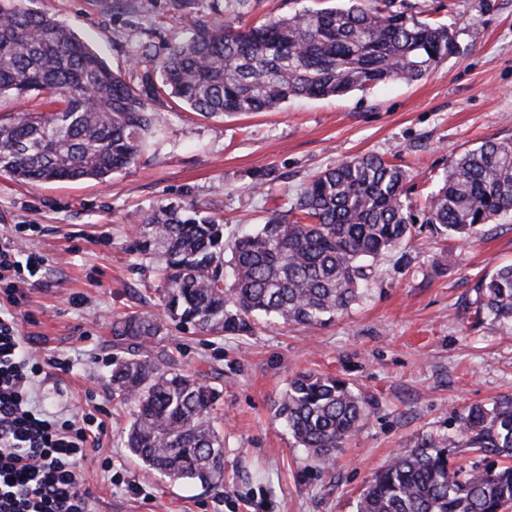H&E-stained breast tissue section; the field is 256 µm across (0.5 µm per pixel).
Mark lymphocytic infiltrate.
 <instances>
[{
    "mask_svg": "<svg viewBox=\"0 0 512 512\" xmlns=\"http://www.w3.org/2000/svg\"><path fill=\"white\" fill-rule=\"evenodd\" d=\"M0 235V512H90L77 476L103 422L91 413L62 419L37 407L31 389L44 372L68 373V359L32 352L19 329L27 292L41 279L43 255L24 250L20 232Z\"/></svg>",
    "mask_w": 512,
    "mask_h": 512,
    "instance_id": "f902f5d3",
    "label": "lymphocytic infiltrate"
}]
</instances>
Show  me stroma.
Returning <instances> with one entry per match:
<instances>
[{
    "label": "stroma",
    "instance_id": "obj_1",
    "mask_svg": "<svg viewBox=\"0 0 512 512\" xmlns=\"http://www.w3.org/2000/svg\"><path fill=\"white\" fill-rule=\"evenodd\" d=\"M203 22L261 23L346 0H192ZM450 24L459 52L417 82L391 81L341 97L295 99L272 112L204 117L167 95L164 117L136 163L107 181L21 183L0 175V233L39 231L22 246L45 273L21 311L41 354L69 358L68 374L41 375L33 397L62 418L105 423L79 465L93 512H356L363 488L395 453L453 435L469 406L512 396V322L475 323L481 279L512 264V215L470 241L417 224L413 241L382 257L361 299L316 327L257 320L246 335L170 329L163 343L205 371L222 395L224 483H171L126 448L131 415L112 400V322L158 310L159 278L133 249L134 216L195 204L223 219L224 237L264 223L320 171L364 153L407 172V202L422 211L452 159L493 139L512 141V0H413ZM86 40L113 71L157 75L187 30L178 0H30ZM81 305H71L72 295ZM345 380L369 402L331 469L298 448L274 405L291 375ZM111 471H104V459Z\"/></svg>",
    "mask_w": 512,
    "mask_h": 512
}]
</instances>
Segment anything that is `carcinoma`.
<instances>
[{"label":"carcinoma","instance_id":"1","mask_svg":"<svg viewBox=\"0 0 512 512\" xmlns=\"http://www.w3.org/2000/svg\"><path fill=\"white\" fill-rule=\"evenodd\" d=\"M350 0L303 8L259 25L193 24L159 78L133 85L74 31L0 0V97L49 96L50 109L0 119V174L29 183L105 180L133 164L159 116L163 91L201 115L267 112L293 98L340 97L387 81L416 82L457 49L445 23L416 6ZM406 173L374 154L327 168L253 233L224 241V225L197 205L162 206L139 220L138 247L163 276V315L112 322V400L133 408L126 446L172 481L224 484V435L212 416L221 391L160 347L169 322L200 334L243 335L260 316L321 325L358 301L380 258L411 240ZM512 212V142L486 140L458 156L425 206V223L470 238ZM230 259H225V252ZM475 321L512 320V265L481 280ZM368 402L332 376L299 373L275 414L322 468L356 431ZM479 459L450 461L448 449ZM512 397L472 405L452 439L393 457L364 489L357 512H509Z\"/></svg>","mask_w":512,"mask_h":512}]
</instances>
